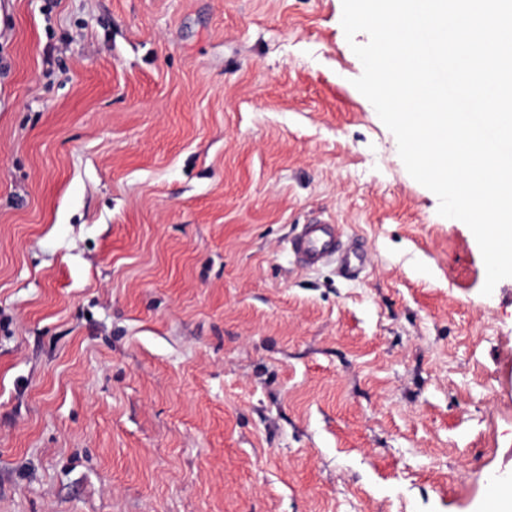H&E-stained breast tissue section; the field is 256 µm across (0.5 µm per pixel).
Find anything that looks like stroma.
Instances as JSON below:
<instances>
[{
  "label": "stroma",
  "instance_id": "1",
  "mask_svg": "<svg viewBox=\"0 0 512 512\" xmlns=\"http://www.w3.org/2000/svg\"><path fill=\"white\" fill-rule=\"evenodd\" d=\"M342 0H0V512H479L512 278L354 87ZM321 219L364 265L305 268Z\"/></svg>",
  "mask_w": 512,
  "mask_h": 512
}]
</instances>
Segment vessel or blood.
Here are the masks:
<instances>
[{
  "instance_id": "b4317fda",
  "label": "vessel or blood",
  "mask_w": 512,
  "mask_h": 512,
  "mask_svg": "<svg viewBox=\"0 0 512 512\" xmlns=\"http://www.w3.org/2000/svg\"><path fill=\"white\" fill-rule=\"evenodd\" d=\"M291 251L300 263L309 268L332 262L348 267L366 260L365 254L355 244L343 240L339 225L324 221L302 225L291 241Z\"/></svg>"
}]
</instances>
